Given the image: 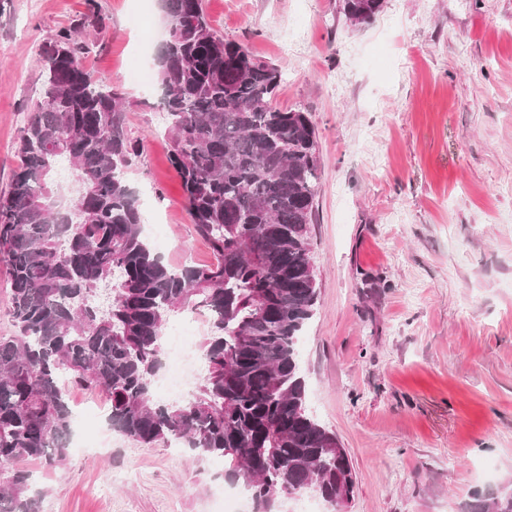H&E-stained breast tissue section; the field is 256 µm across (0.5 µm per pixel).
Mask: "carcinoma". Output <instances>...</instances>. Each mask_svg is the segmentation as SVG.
Listing matches in <instances>:
<instances>
[{
  "label": "carcinoma",
  "instance_id": "obj_1",
  "mask_svg": "<svg viewBox=\"0 0 512 512\" xmlns=\"http://www.w3.org/2000/svg\"><path fill=\"white\" fill-rule=\"evenodd\" d=\"M384 0H342L351 23ZM170 19L155 65L167 114L169 161L209 264H165L142 237L125 171L135 155L123 96L87 71L86 25L56 32L39 53L40 98L20 130L18 164L0 193V261L9 267L0 336V512H40L43 491L24 461L66 460L67 386L102 391L112 430L144 447L184 443L224 459V480L254 512L311 485L350 497L355 474L336 435L310 416L298 341L315 314L310 226L320 156L308 113L281 108V73L211 26L203 0H161ZM71 157L78 188L66 206L52 176ZM200 310L206 374L192 397L151 391L168 316ZM464 512H512V491L475 493ZM9 275L4 263H0V336H9L14 331L8 308L10 305Z\"/></svg>",
  "mask_w": 512,
  "mask_h": 512
}]
</instances>
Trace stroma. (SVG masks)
Returning a JSON list of instances; mask_svg holds the SVG:
<instances>
[{"mask_svg":"<svg viewBox=\"0 0 512 512\" xmlns=\"http://www.w3.org/2000/svg\"><path fill=\"white\" fill-rule=\"evenodd\" d=\"M340 5L204 0L219 35L280 70L277 105L318 135L317 302L299 356L308 410L355 487L339 508L310 494L275 508L461 512L512 479V0H385L356 26ZM91 7L103 27L83 64L124 94L147 239L168 265L211 263L160 88L131 78L165 36L158 0H0V191L39 97L36 52ZM105 400L73 389L65 464L26 463L42 512H222V459L124 439Z\"/></svg>","mask_w":512,"mask_h":512,"instance_id":"35a3bbf8","label":"stroma"}]
</instances>
